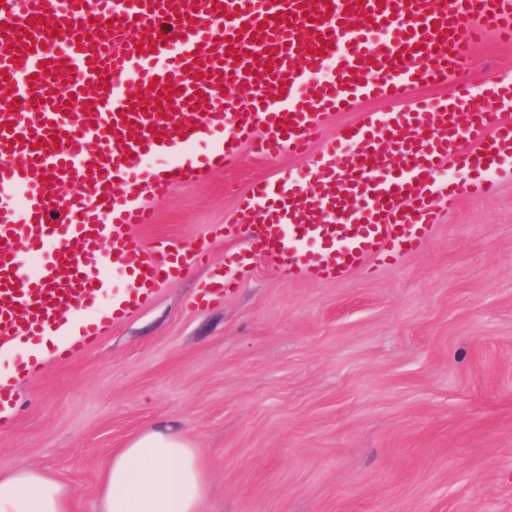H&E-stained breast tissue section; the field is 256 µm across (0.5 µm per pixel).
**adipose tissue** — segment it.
<instances>
[{"label": "adipose tissue", "mask_w": 512, "mask_h": 512, "mask_svg": "<svg viewBox=\"0 0 512 512\" xmlns=\"http://www.w3.org/2000/svg\"><path fill=\"white\" fill-rule=\"evenodd\" d=\"M207 478L182 434L161 428L112 452L102 472L100 512H201ZM72 496L35 468L0 477V512H71Z\"/></svg>", "instance_id": "obj_1"}]
</instances>
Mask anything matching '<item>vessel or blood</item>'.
Returning a JSON list of instances; mask_svg holds the SVG:
<instances>
[{"instance_id":"obj_1","label":"vessel or blood","mask_w":512,"mask_h":512,"mask_svg":"<svg viewBox=\"0 0 512 512\" xmlns=\"http://www.w3.org/2000/svg\"><path fill=\"white\" fill-rule=\"evenodd\" d=\"M489 33L512 42V0H0V357L58 333L68 359L195 261L134 233L173 185L253 141L305 154L355 101L449 81L452 98L366 113L310 170L252 183L224 227L248 239L224 257L237 279L257 253L340 282L418 250L512 173V79L487 84L493 111L468 102L463 61Z\"/></svg>"}]
</instances>
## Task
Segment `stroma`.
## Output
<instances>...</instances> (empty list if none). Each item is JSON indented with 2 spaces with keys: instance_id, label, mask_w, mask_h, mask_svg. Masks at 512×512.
<instances>
[{
  "instance_id": "35a3bbf8",
  "label": "stroma",
  "mask_w": 512,
  "mask_h": 512,
  "mask_svg": "<svg viewBox=\"0 0 512 512\" xmlns=\"http://www.w3.org/2000/svg\"><path fill=\"white\" fill-rule=\"evenodd\" d=\"M465 66L482 104L512 44L486 37ZM313 159L247 146L155 203L137 235L204 254L84 353L32 376L0 364V474L39 468L98 512L108 455L171 426L207 475L202 512H512V176L394 264L288 281L258 254L203 298L251 183Z\"/></svg>"
}]
</instances>
